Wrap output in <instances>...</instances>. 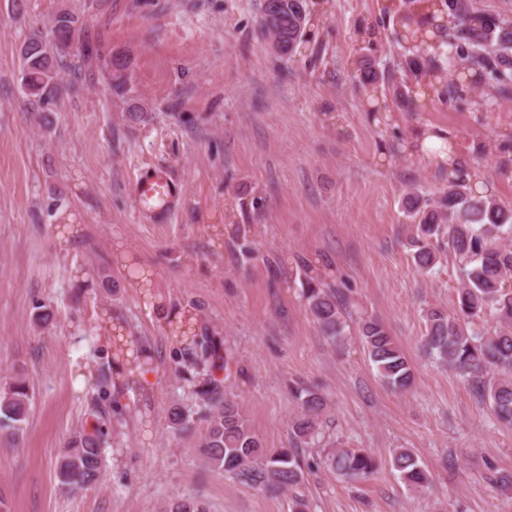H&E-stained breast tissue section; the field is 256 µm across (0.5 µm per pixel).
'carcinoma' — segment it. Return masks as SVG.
Listing matches in <instances>:
<instances>
[{
    "label": "carcinoma",
    "instance_id": "carcinoma-1",
    "mask_svg": "<svg viewBox=\"0 0 512 512\" xmlns=\"http://www.w3.org/2000/svg\"><path fill=\"white\" fill-rule=\"evenodd\" d=\"M447 10L460 22L455 41L449 43L454 54L440 60L412 57L404 71L415 77L443 68L455 57L478 59L485 69L506 89L512 86V26L483 18L470 17L466 0H442L435 12ZM309 0H263L260 26L269 37L274 53L280 58L294 56L305 42L311 25ZM78 18L70 11H58L49 30L50 38L35 33L20 49V88L26 111L37 114L43 126L53 125L54 105L61 88L59 75L68 64L69 50L78 38ZM110 69L115 93L126 104L129 122L149 120L131 80V61L123 54L111 57ZM385 79L374 66L365 62L359 68L362 86H374ZM407 217L416 227L410 244L413 259L423 271L436 265L434 240L447 245L448 254L459 261L457 306L454 314L438 309L427 312L425 352L462 374L474 395L489 405L495 418L512 423V204L478 195L461 180L448 181V190L437 203L410 196ZM302 297L320 332L338 341L346 332L345 298L332 285L324 283L311 265L302 264ZM496 320L492 330L477 327L487 318ZM174 335L188 341L184 348L193 365L209 373L229 366L230 355L223 354L221 342L209 330L197 333L188 321L173 329ZM361 336L382 381L405 390L414 379L411 364L386 327L375 318L360 325ZM196 395L204 407L207 426L198 447L207 462L239 481L259 489H289L304 476L301 454L296 448L269 451L253 431L238 404L224 395L222 382L209 378ZM34 397L29 383L15 380L0 391V433L16 438L23 432ZM300 411L292 422L298 442L321 443L320 415L324 400L315 392H300ZM172 427L185 431L192 421L191 408L179 404L170 415ZM103 422L91 430L74 432L57 458L55 479L65 493H78L96 486L103 468ZM327 466L349 479H361L377 471L376 457L364 449L333 448L325 456ZM390 464L398 478L411 491L430 484L429 470L409 448H396ZM165 512H206L197 499L168 502Z\"/></svg>",
    "mask_w": 512,
    "mask_h": 512
}]
</instances>
